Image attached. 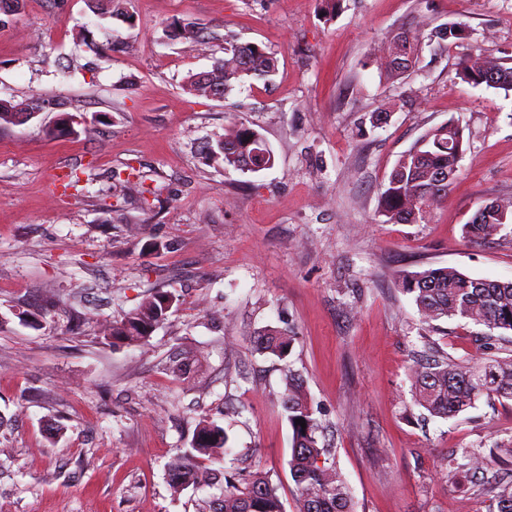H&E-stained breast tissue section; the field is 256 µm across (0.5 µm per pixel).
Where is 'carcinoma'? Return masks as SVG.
Wrapping results in <instances>:
<instances>
[{
  "instance_id": "cac0c4a2",
  "label": "carcinoma",
  "mask_w": 512,
  "mask_h": 512,
  "mask_svg": "<svg viewBox=\"0 0 512 512\" xmlns=\"http://www.w3.org/2000/svg\"><path fill=\"white\" fill-rule=\"evenodd\" d=\"M91 9L105 5L111 16L130 19L128 0H88ZM175 39L199 42L192 22L175 23L170 30ZM462 23H447L435 28L430 37L443 44L450 38H461ZM421 38L401 26L387 41L386 61L380 64V77L387 81L402 80L419 62ZM277 59L269 50L251 42L224 41V58L208 76H189L184 89L196 96L209 98L214 89L222 86L231 91L235 84L246 79L265 80L274 74ZM461 78L472 85L492 73L503 80L497 89L512 92V66L508 60H489L473 55L460 63ZM33 106L23 100L17 103L0 102V124H16L31 119ZM457 132L451 122L427 130L404 153L388 175L380 194V209L396 224H419L434 206L446 198L440 193L439 177L458 175L459 163L465 152V142H456ZM208 158L224 163V170L254 172L262 165L274 163L271 148L262 136L244 124H231L224 135L209 145ZM508 211L502 204L471 220L465 233L472 240H487L501 231L499 212ZM402 287L413 295L418 313L426 322L441 319H462L486 327L485 340L497 339L495 332L512 331V280H483L468 277L453 267L429 268L402 279ZM177 302L170 292L157 291L132 312L112 324V339L126 344L148 340L155 327L166 319ZM295 337L288 331L267 326L255 336V347L264 354L285 360L291 352ZM285 389L281 406L292 428L289 471L297 490L298 512H355L348 486L330 460L331 450L325 445L324 425L316 417L299 376L284 365ZM414 402L430 415L454 417L485 396L489 399L512 400V354L493 356L476 365H465L448 355L427 352L424 359L413 365L411 373ZM305 420L301 427L296 420ZM228 436L224 428L212 421H201L196 429L192 451L179 453L169 461L167 474L170 485L180 490L189 485L211 484L217 470L207 462L216 459L218 450L225 447ZM490 455L512 466V442L490 450ZM488 455V456H490ZM488 456L477 449L464 450L465 466L483 470ZM222 497L208 499L203 512H285L278 495V486L270 472L255 469L246 474L222 472Z\"/></svg>"
}]
</instances>
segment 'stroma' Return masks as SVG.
Segmentation results:
<instances>
[{
	"mask_svg": "<svg viewBox=\"0 0 512 512\" xmlns=\"http://www.w3.org/2000/svg\"><path fill=\"white\" fill-rule=\"evenodd\" d=\"M132 23L85 0H24L0 28V101L43 112L0 127V512H196L166 468L202 420L224 427L216 466L270 471L295 512L281 363L253 337L294 336L301 376L356 512H493L496 491L450 460L512 440V401L442 419L414 405V356L489 354L482 326L424 322L404 276L449 266L512 279V220L464 231L512 199V96L462 81L471 53L512 57V0H130ZM195 23L205 46L170 40ZM468 35L424 46L415 73L380 79L374 46L408 22ZM120 44H113V32ZM262 45L276 73L223 100L182 89L223 58L211 32ZM77 116L51 138L56 103ZM455 119L466 151L420 224L378 212L387 176L430 128ZM256 130L270 168L224 170L202 148L225 125ZM82 173L78 188L59 177ZM155 291L179 295L138 345L112 323ZM193 356L185 379L171 359ZM499 211L506 212L508 216V206L497 203V209L493 208L487 214L483 213L479 222L473 219L469 224H465L467 236L472 240H487L499 234L504 225L502 222L506 223L507 220V217L503 215L502 222H500L498 218Z\"/></svg>",
	"mask_w": 512,
	"mask_h": 512,
	"instance_id": "obj_1",
	"label": "stroma"
}]
</instances>
